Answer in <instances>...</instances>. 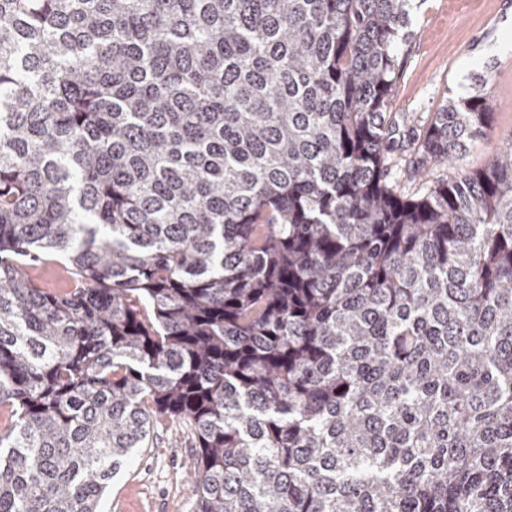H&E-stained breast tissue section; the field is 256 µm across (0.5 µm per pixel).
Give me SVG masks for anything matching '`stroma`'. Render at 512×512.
<instances>
[{"mask_svg": "<svg viewBox=\"0 0 512 512\" xmlns=\"http://www.w3.org/2000/svg\"><path fill=\"white\" fill-rule=\"evenodd\" d=\"M414 38L394 94L395 111H437L465 94L483 64L491 66L493 128L458 163L474 170L512 141V0H424L413 10ZM190 432L166 420L153 446L136 452L113 478L101 512H195Z\"/></svg>", "mask_w": 512, "mask_h": 512, "instance_id": "35a3bbf8", "label": "stroma"}]
</instances>
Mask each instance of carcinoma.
Returning a JSON list of instances; mask_svg holds the SVG:
<instances>
[{"label":"carcinoma","mask_w":512,"mask_h":512,"mask_svg":"<svg viewBox=\"0 0 512 512\" xmlns=\"http://www.w3.org/2000/svg\"><path fill=\"white\" fill-rule=\"evenodd\" d=\"M412 2L0 0V512L163 418L196 512H512V142L487 72L405 139ZM418 156L407 154L402 157V161L397 171V180L400 183V188L407 192H415L421 187V182H418V177H414V170L418 167L416 161ZM69 268V263L62 257L50 256L44 262L28 268L27 271L36 277L42 288L58 291L66 285V279L70 282Z\"/></svg>","instance_id":"cac0c4a2"}]
</instances>
